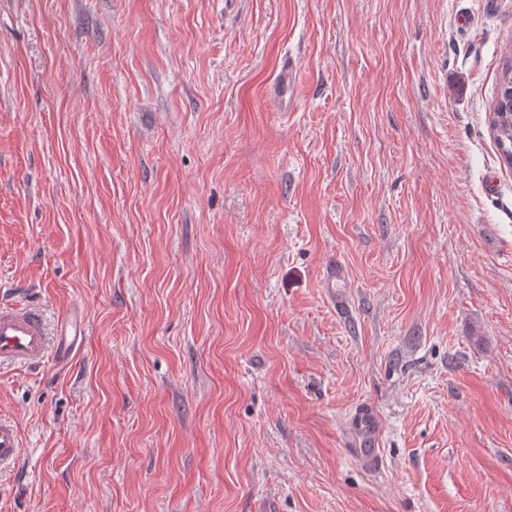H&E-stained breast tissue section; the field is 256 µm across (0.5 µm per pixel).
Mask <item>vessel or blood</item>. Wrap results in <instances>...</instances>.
Masks as SVG:
<instances>
[{"label": "vessel or blood", "mask_w": 512, "mask_h": 512, "mask_svg": "<svg viewBox=\"0 0 512 512\" xmlns=\"http://www.w3.org/2000/svg\"><path fill=\"white\" fill-rule=\"evenodd\" d=\"M82 330L76 318L58 321L55 330H48L42 312L28 304L0 306V363L36 364L42 362L48 350H55L58 359L65 360L75 351ZM352 425L362 436L356 450L358 459L367 467L379 462V450L374 440V419L370 410L356 412ZM18 427L0 418V466L14 462L21 453Z\"/></svg>", "instance_id": "obj_1"}]
</instances>
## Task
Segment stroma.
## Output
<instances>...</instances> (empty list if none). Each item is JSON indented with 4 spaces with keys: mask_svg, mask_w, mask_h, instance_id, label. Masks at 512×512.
Returning a JSON list of instances; mask_svg holds the SVG:
<instances>
[{
    "mask_svg": "<svg viewBox=\"0 0 512 512\" xmlns=\"http://www.w3.org/2000/svg\"><path fill=\"white\" fill-rule=\"evenodd\" d=\"M511 54L512 0H0V303L84 327L0 366V512H512ZM508 68V67H506ZM505 68V69H506ZM507 89L504 94L500 95L501 87L498 94V113H494V121L495 125L500 126V128H497V133L495 135V140L497 143V146L499 150L501 151L502 156L507 161L509 158L512 157V136L510 133H508L507 127H506V121L503 122L500 121V115L502 113L500 112H512V69L508 68V71L504 75ZM500 95V96H499ZM352 425L363 436V440L359 444L360 448L354 450L355 454L367 467H375L380 457L379 448H375L372 412L367 408L360 409L355 413ZM21 436L11 421L0 418V468L14 462L21 453Z\"/></svg>",
    "mask_w": 512,
    "mask_h": 512,
    "instance_id": "35a3bbf8",
    "label": "stroma"
}]
</instances>
